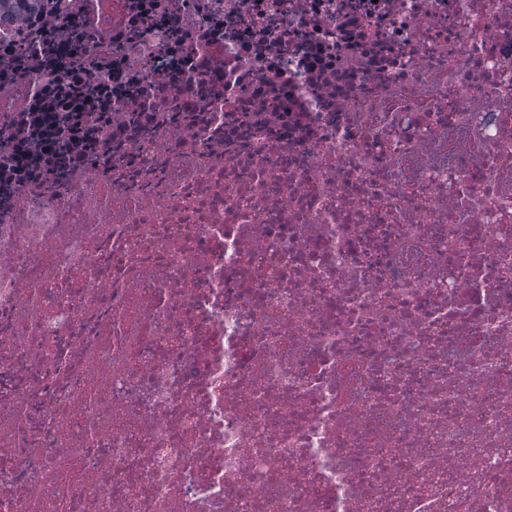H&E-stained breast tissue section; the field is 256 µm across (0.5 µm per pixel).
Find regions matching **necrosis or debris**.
Returning a JSON list of instances; mask_svg holds the SVG:
<instances>
[{
  "mask_svg": "<svg viewBox=\"0 0 512 512\" xmlns=\"http://www.w3.org/2000/svg\"><path fill=\"white\" fill-rule=\"evenodd\" d=\"M0 512H512V0L1 21Z\"/></svg>",
  "mask_w": 512,
  "mask_h": 512,
  "instance_id": "4bbe7bcc",
  "label": "necrosis or debris"
}]
</instances>
